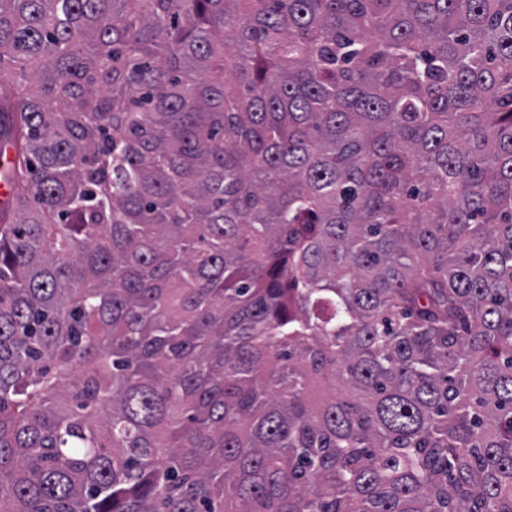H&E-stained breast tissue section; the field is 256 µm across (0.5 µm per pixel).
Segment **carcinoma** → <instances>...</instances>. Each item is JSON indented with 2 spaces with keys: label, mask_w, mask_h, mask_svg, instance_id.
Returning <instances> with one entry per match:
<instances>
[{
  "label": "carcinoma",
  "mask_w": 512,
  "mask_h": 512,
  "mask_svg": "<svg viewBox=\"0 0 512 512\" xmlns=\"http://www.w3.org/2000/svg\"><path fill=\"white\" fill-rule=\"evenodd\" d=\"M0 512H512V0H0Z\"/></svg>",
  "instance_id": "1"
}]
</instances>
